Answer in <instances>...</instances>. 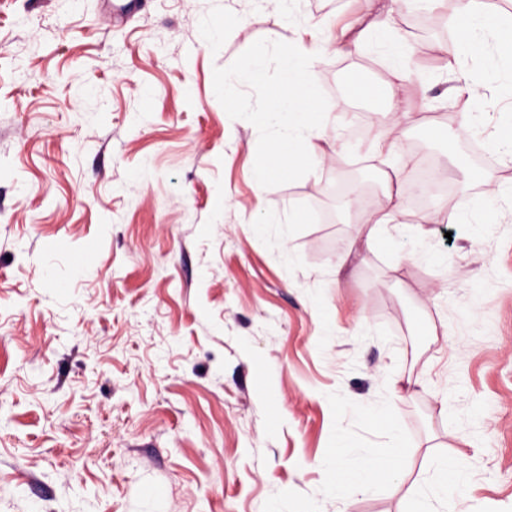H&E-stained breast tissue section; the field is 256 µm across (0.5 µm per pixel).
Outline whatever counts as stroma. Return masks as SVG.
<instances>
[{"label": "stroma", "instance_id": "35a3bbf8", "mask_svg": "<svg viewBox=\"0 0 512 512\" xmlns=\"http://www.w3.org/2000/svg\"><path fill=\"white\" fill-rule=\"evenodd\" d=\"M0 0V512H411L439 461L467 482L439 512H512V198L452 224L485 181L512 184V62L498 35L460 73L497 108L474 135L494 165L447 168L454 198L373 247L328 194L406 166L366 139L430 141L468 105L436 52L457 22L381 0ZM259 39L323 45L324 165L256 192L258 131L213 88ZM376 98L339 109L342 70ZM388 404L390 421L368 407ZM398 453L379 488H334L338 443Z\"/></svg>", "mask_w": 512, "mask_h": 512}]
</instances>
